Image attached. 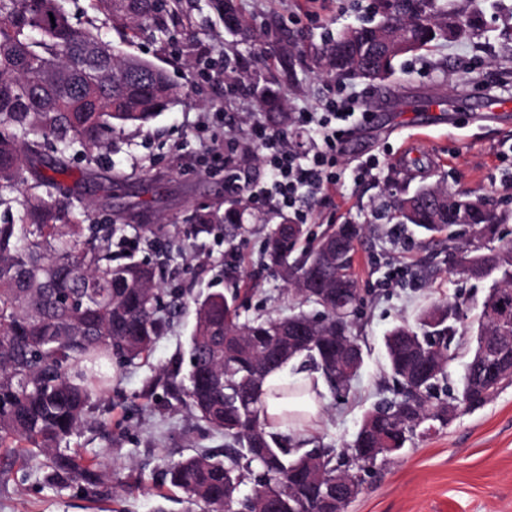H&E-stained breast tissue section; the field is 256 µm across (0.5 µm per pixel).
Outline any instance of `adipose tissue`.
Instances as JSON below:
<instances>
[{
	"instance_id": "1",
	"label": "adipose tissue",
	"mask_w": 512,
	"mask_h": 512,
	"mask_svg": "<svg viewBox=\"0 0 512 512\" xmlns=\"http://www.w3.org/2000/svg\"><path fill=\"white\" fill-rule=\"evenodd\" d=\"M285 382L282 372L276 371L268 375L262 397L263 404L261 418L265 423V429L271 433L289 431L295 437H303L314 430L323 416L322 395L325 386L317 374L304 372L298 374L296 383L303 393L297 397L282 399L276 392ZM299 412L303 420L298 424H287L283 416L284 411Z\"/></svg>"
}]
</instances>
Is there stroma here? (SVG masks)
<instances>
[{
	"label": "stroma",
	"mask_w": 512,
	"mask_h": 512,
	"mask_svg": "<svg viewBox=\"0 0 512 512\" xmlns=\"http://www.w3.org/2000/svg\"><path fill=\"white\" fill-rule=\"evenodd\" d=\"M255 38L228 35L208 0H168L164 32L131 34L98 0H73L77 23L94 25L124 53L163 67L188 88L143 129L114 136L110 151L78 154L74 170L124 171L128 182L112 191L84 190L95 221L108 224L117 209L135 223L158 224L161 238L140 237L135 260L160 269L162 316L170 327L150 357L114 368L112 388L94 399L83 425L65 445L103 459L108 474L95 485L53 480L48 470L20 467L0 454V512H200L185 494L168 489V466L198 451L224 448V436L201 428L170 400L157 379L188 372V342L195 324L192 300L239 290L247 315L285 316L298 309L287 285L261 264L267 225L280 221L269 205L251 206L249 223L234 244L223 236L194 235L185 218L201 205L220 206L229 183L220 160L225 127L244 132L260 117L252 96L230 93L223 77L205 79L203 57H239L284 101L285 112L319 110L330 88L356 93L373 116L343 145L342 167L377 156L374 176H344L308 200V224L321 233L342 224L365 226L353 272L364 302L353 324L364 343V364L346 392L326 393L325 413L306 438L309 448L343 449L364 413L397 395L386 370L383 338L400 323H414L431 304L459 301L465 335L475 334L490 280L462 277L448 263V246L425 243L420 233H393L392 197L423 183L490 197L501 217L499 244L512 243V112L484 118L481 98L512 102V0H437L472 22L465 37L399 57L387 80H338L315 61L312 49L343 29L373 17L372 0H238ZM433 100L452 102L453 124L420 129L418 110ZM362 491L348 512H512V383L485 406L461 412L449 425L415 437L400 458L362 473Z\"/></svg>",
	"instance_id": "1"
}]
</instances>
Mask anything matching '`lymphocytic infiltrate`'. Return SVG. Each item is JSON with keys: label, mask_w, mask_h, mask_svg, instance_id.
Here are the masks:
<instances>
[{"label": "lymphocytic infiltrate", "mask_w": 512, "mask_h": 512, "mask_svg": "<svg viewBox=\"0 0 512 512\" xmlns=\"http://www.w3.org/2000/svg\"><path fill=\"white\" fill-rule=\"evenodd\" d=\"M357 101L356 95L341 93L326 99L320 111L297 112L298 127L315 128L319 135L316 150L308 153L289 145L287 133L275 132L262 122H254L249 137L263 154L269 182L263 190L253 194V201L275 202L280 209L291 212L298 223H307L306 198L334 186L342 175L341 145L355 121Z\"/></svg>", "instance_id": "lymphocytic-infiltrate-1"}]
</instances>
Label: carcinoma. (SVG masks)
I'll list each match as a JSON object with an SVG mask.
<instances>
[{
    "label": "carcinoma",
    "mask_w": 512,
    "mask_h": 512,
    "mask_svg": "<svg viewBox=\"0 0 512 512\" xmlns=\"http://www.w3.org/2000/svg\"><path fill=\"white\" fill-rule=\"evenodd\" d=\"M67 0H0V206L16 208V220L0 224V451L28 468L51 470L66 481L91 482L107 465L60 444L85 421L91 400L105 393L113 360L150 356L167 321L159 315L161 288L153 265L115 262L112 238L124 237L123 211L113 223L95 224L71 176L70 151L108 148L112 135L143 128L182 96L164 69L124 76L127 55L88 27L73 22ZM132 12L113 16L135 26L150 25L166 0H131ZM224 31L249 33L237 0H208ZM375 19L350 27L315 49L316 61L337 79L384 80L395 61L431 44L461 36L471 22L435 5V0H375ZM250 91L268 120L285 119L280 100L255 81ZM45 187L46 195L35 192ZM402 225L433 237L448 234L450 252L467 253L472 243L457 230L456 211L469 225L495 239L493 202L438 185H424L392 205ZM246 205L231 192L224 214L197 210L198 231L224 224L232 244L243 231ZM364 229L342 224L302 251L309 229L282 218L268 228L267 267L294 290L302 305L317 309L285 317L242 318L238 295L212 293L195 300L187 380L171 375L167 393L188 407L204 426L224 434V450L205 451L170 465V486L207 512H344L336 506L334 477L355 479L378 460L399 456L418 432L448 424V407H483L500 386L481 368L475 351L465 363L457 392L438 394L448 368L466 345L458 334L455 302L423 309L414 326H394L384 338L388 368L401 397L368 410L346 450L285 448L260 418L267 376L281 369L274 355L294 347L293 361L323 375L329 389L343 388L328 373L352 332L363 299L352 273ZM493 285L481 308L479 327L492 324V299L512 289V262L492 266ZM432 338L433 365L417 371L421 344ZM255 482L259 489L241 494Z\"/></svg>",
    "instance_id": "1"
}]
</instances>
